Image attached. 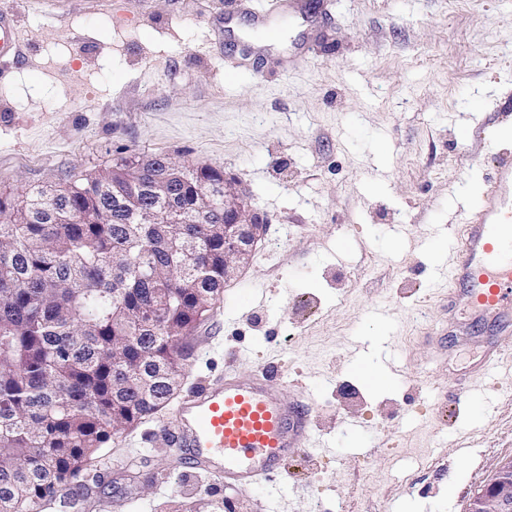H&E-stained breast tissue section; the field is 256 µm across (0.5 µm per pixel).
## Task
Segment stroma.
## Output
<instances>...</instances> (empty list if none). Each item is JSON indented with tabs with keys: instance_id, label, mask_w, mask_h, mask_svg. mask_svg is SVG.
<instances>
[{
	"instance_id": "stroma-1",
	"label": "stroma",
	"mask_w": 512,
	"mask_h": 512,
	"mask_svg": "<svg viewBox=\"0 0 512 512\" xmlns=\"http://www.w3.org/2000/svg\"><path fill=\"white\" fill-rule=\"evenodd\" d=\"M0 5L23 45L0 82V193L134 153L223 168L267 228L192 333L178 394L268 368L314 417L277 481L239 491L172 448L166 407L112 442L104 502L37 512L208 493L232 512H469L512 458V354L476 375L492 326L443 297L448 238L512 153V0ZM269 25L287 39L264 43Z\"/></svg>"
}]
</instances>
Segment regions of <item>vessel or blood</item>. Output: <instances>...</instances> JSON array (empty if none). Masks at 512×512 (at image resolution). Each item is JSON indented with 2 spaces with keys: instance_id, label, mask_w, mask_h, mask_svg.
I'll return each mask as SVG.
<instances>
[{
  "instance_id": "b4317fda",
  "label": "vessel or blood",
  "mask_w": 512,
  "mask_h": 512,
  "mask_svg": "<svg viewBox=\"0 0 512 512\" xmlns=\"http://www.w3.org/2000/svg\"><path fill=\"white\" fill-rule=\"evenodd\" d=\"M16 12L0 8V59L18 56ZM449 305L466 301L499 330L480 372L512 352V154L498 156L487 189L462 224L450 253ZM172 431L196 466L241 491L280 476L288 456L302 452L313 426L308 404L286 400L268 370L224 375L187 396Z\"/></svg>"
}]
</instances>
